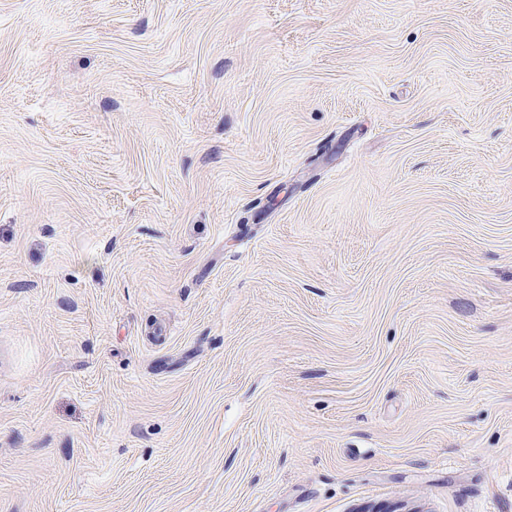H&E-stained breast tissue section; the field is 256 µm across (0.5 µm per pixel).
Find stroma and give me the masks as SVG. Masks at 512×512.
I'll return each instance as SVG.
<instances>
[{
	"instance_id": "35a3bbf8",
	"label": "stroma",
	"mask_w": 512,
	"mask_h": 512,
	"mask_svg": "<svg viewBox=\"0 0 512 512\" xmlns=\"http://www.w3.org/2000/svg\"><path fill=\"white\" fill-rule=\"evenodd\" d=\"M0 512H512V0H0Z\"/></svg>"
}]
</instances>
